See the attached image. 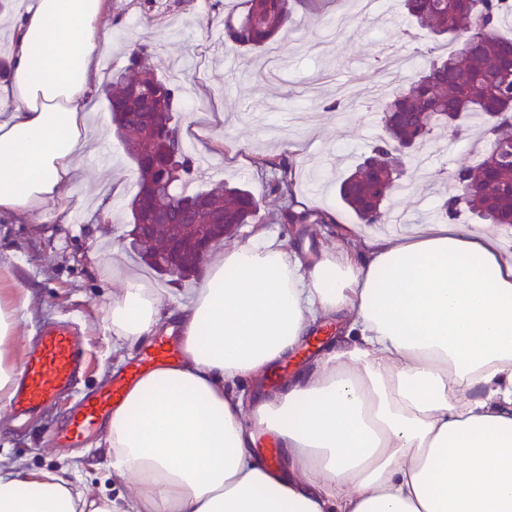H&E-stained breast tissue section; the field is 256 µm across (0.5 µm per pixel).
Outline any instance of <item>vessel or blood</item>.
I'll list each match as a JSON object with an SVG mask.
<instances>
[{"label": "vessel or blood", "instance_id": "vessel-or-blood-1", "mask_svg": "<svg viewBox=\"0 0 512 512\" xmlns=\"http://www.w3.org/2000/svg\"><path fill=\"white\" fill-rule=\"evenodd\" d=\"M177 357L176 347L163 339L156 341L130 375L117 377L108 387L83 397L72 407L65 439L79 442L88 429L109 417L115 401L123 396L128 379L141 377ZM84 360L83 344L76 333L58 325L44 327L20 365L11 401L13 415L25 416L73 392Z\"/></svg>", "mask_w": 512, "mask_h": 512}]
</instances>
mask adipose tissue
Here are the masks:
<instances>
[{"label": "adipose tissue", "mask_w": 512, "mask_h": 512, "mask_svg": "<svg viewBox=\"0 0 512 512\" xmlns=\"http://www.w3.org/2000/svg\"><path fill=\"white\" fill-rule=\"evenodd\" d=\"M110 0H34L0 86V217L65 210ZM308 259L257 225L187 297L128 273L107 319L128 349L177 332L178 363L107 423L113 496L0 458V512H512V225L340 224ZM29 293L0 300V409ZM334 347L270 387L318 325ZM251 379L250 391L239 390ZM274 441L286 469L256 451Z\"/></svg>", "instance_id": "obj_1"}]
</instances>
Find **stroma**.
Returning <instances> with one entry per match:
<instances>
[{"mask_svg":"<svg viewBox=\"0 0 512 512\" xmlns=\"http://www.w3.org/2000/svg\"><path fill=\"white\" fill-rule=\"evenodd\" d=\"M239 2L111 0V47L100 61L98 81H111L114 71L127 66L131 49L146 46L150 65L183 97L184 108L175 116L179 128H186L199 112L224 115L223 126L209 132L223 140V149L203 148L197 137L185 139L193 157L210 161L209 172H193L185 190H208L226 182L245 185L261 203V223L315 254L333 244L335 235L320 224L280 223L281 213L290 205L329 207L340 223H352L337 195L336 180L342 167L369 154L382 135L377 99L408 88L420 70L447 55L453 45L447 37L416 28L400 0H389L366 18L358 16L354 0H297L287 32L269 48L243 52L224 42L223 18L240 12ZM211 13L217 19L210 25L206 18ZM340 16L351 19L346 32L324 42L328 20ZM339 91L346 95L344 106L327 110V101ZM290 152L298 162L293 194L287 197L272 190L274 174L260 168L257 160ZM481 154L476 134L457 137L439 131L420 156L425 176L385 202L382 222L399 211L407 223H427L447 188L446 174L477 164ZM83 168L84 178L63 190L69 211L64 221H0V249L17 257L7 276L31 295L33 317L22 328L21 345L29 347L48 323L73 325L86 339L89 358L76 387L80 397L101 389L143 355L137 349L118 358L113 352L116 339L105 322L107 296L120 288L127 269L145 274L158 288L176 285L171 277L149 269L131 235L128 203L136 191V172L123 142L105 132L97 150L84 157ZM112 179L122 186L115 196L108 185ZM115 247L123 252L126 267L113 268ZM68 414L64 406L19 421L0 416V456L25 470L80 463V485L96 495H111L101 433L89 432L77 446L55 444L53 434L65 426Z\"/></svg>","mask_w":512,"mask_h":512,"instance_id":"35a3bbf8","label":"stroma"}]
</instances>
